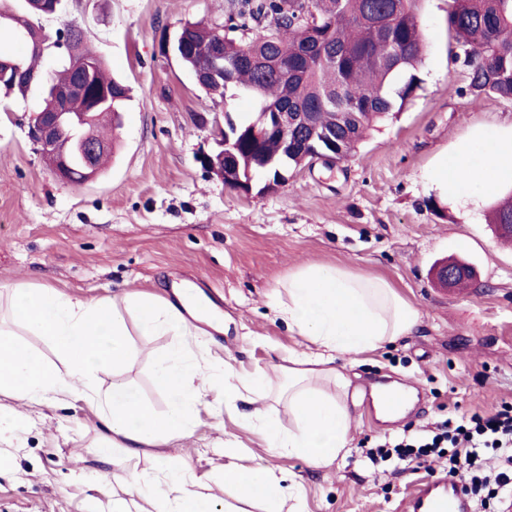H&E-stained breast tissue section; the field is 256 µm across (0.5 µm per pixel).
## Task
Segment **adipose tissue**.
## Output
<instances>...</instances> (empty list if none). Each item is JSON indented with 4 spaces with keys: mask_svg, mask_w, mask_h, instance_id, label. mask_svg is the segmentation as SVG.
<instances>
[{
    "mask_svg": "<svg viewBox=\"0 0 512 512\" xmlns=\"http://www.w3.org/2000/svg\"><path fill=\"white\" fill-rule=\"evenodd\" d=\"M430 180L442 198L463 207L479 205L489 192L511 185L512 125L482 126L466 134L438 162ZM4 294L21 323L52 342L68 366L56 369L0 329V395L34 403L62 396L85 400L100 420L94 448L105 462L130 461L166 439L189 435L191 414L214 398L228 406L240 400L250 403L245 418L263 434L270 453L299 455L314 466H329L347 446L352 418L353 380L339 358L353 361L411 335L421 319L418 309L384 278L318 263L289 273L273 288L270 300L289 332L302 336L313 350L289 354L283 369V396L296 415L293 427L283 429L269 411L257 407L266 397L264 373H233L220 358L202 364L187 361L188 337L203 335L208 327L224 329L219 313L190 291L172 300L143 293L86 299L51 287L10 283L0 284V296ZM132 321L142 335L166 334L175 340L169 352L154 359V381L172 398L170 410L161 417L146 409L128 386L116 384L104 393L93 381L98 371L128 357L126 336ZM321 381L334 384L335 396L318 389ZM205 480V475H189L169 463L151 479L128 470L119 487L134 512H211L196 491ZM224 482L244 501L278 504L299 496L260 464L227 465Z\"/></svg>",
    "mask_w": 512,
    "mask_h": 512,
    "instance_id": "ef3b65f1",
    "label": "adipose tissue"
}]
</instances>
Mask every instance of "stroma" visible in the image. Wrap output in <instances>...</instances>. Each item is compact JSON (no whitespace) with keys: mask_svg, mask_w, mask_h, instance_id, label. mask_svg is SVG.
<instances>
[{"mask_svg":"<svg viewBox=\"0 0 512 512\" xmlns=\"http://www.w3.org/2000/svg\"><path fill=\"white\" fill-rule=\"evenodd\" d=\"M227 4L62 0L56 13L35 18L51 37L64 25L81 27L86 45L129 85L130 100L106 172L85 184L53 176L28 136L41 86L0 111V283L95 299L129 291L168 298L175 285L193 282L223 311L224 330L190 339L191 354L224 359L240 374L265 371L276 387L289 353L307 346L270 304L277 282L314 262L381 276L419 310L421 323L361 355L357 385L368 391L383 379L407 382L418 405L386 422L361 401L348 447L323 468L268 453L261 435L221 405L194 413L189 436L109 467L92 448L101 426L86 402L63 398L32 408L1 396L25 423L0 437V512H120L118 477L130 466L153 476L168 458L187 473L212 470L203 493L214 512L236 503L222 479L228 464H262L285 485H300L298 512H402L413 485L434 479L435 470L374 465L366 449L433 429L452 413L512 403V241L487 222L491 198L464 209L439 199L427 181L473 127L512 124V102L475 106L459 95L465 78L451 56L448 0L422 4V83L404 111L376 119L348 160L292 171L278 191L263 192L266 177L255 173L249 195L225 187L197 156L220 151L225 115H250V99L211 97L161 51L162 37L185 21L223 23ZM449 255L475 269L467 290L432 281V263ZM129 332L128 358L99 371L98 384L126 383L151 410L166 413L170 400L155 389L152 371L172 339L134 326ZM106 470L112 481L102 479Z\"/></svg>","mask_w":512,"mask_h":512,"instance_id":"1","label":"stroma"}]
</instances>
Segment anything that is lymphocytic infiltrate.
<instances>
[{
	"instance_id": "lymphocytic-infiltrate-1",
	"label": "lymphocytic infiltrate",
	"mask_w": 512,
	"mask_h": 512,
	"mask_svg": "<svg viewBox=\"0 0 512 512\" xmlns=\"http://www.w3.org/2000/svg\"><path fill=\"white\" fill-rule=\"evenodd\" d=\"M371 463L441 461L466 494L502 500L512 497V403L492 414L451 417L435 433L403 436L393 449L367 450Z\"/></svg>"
}]
</instances>
